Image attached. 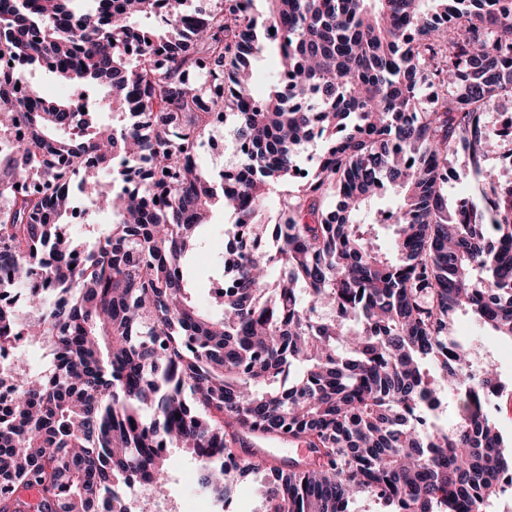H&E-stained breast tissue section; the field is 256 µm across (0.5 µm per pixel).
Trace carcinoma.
Listing matches in <instances>:
<instances>
[{
    "instance_id": "obj_1",
    "label": "carcinoma",
    "mask_w": 512,
    "mask_h": 512,
    "mask_svg": "<svg viewBox=\"0 0 512 512\" xmlns=\"http://www.w3.org/2000/svg\"><path fill=\"white\" fill-rule=\"evenodd\" d=\"M0 0V52L82 89L107 88L128 117L90 113L0 71V512H132L160 496L164 448L196 462L224 505L230 485L270 471L265 512H485L512 455L486 410L502 385L471 375L458 312L512 340V178L487 161L505 134L486 118L512 103L505 0ZM281 67L267 96L250 59ZM233 117L247 146L216 184L199 150ZM326 139L314 174L282 199L273 246L254 221L268 178L299 177L300 147ZM467 155L478 193L448 204V165ZM112 174L113 224L88 248L62 231ZM339 197L328 209L330 190ZM399 197L375 242L374 200ZM220 204L251 239L229 244L221 312L203 314L183 264ZM50 349L31 373L19 337ZM453 399L449 426L434 421ZM261 436L301 441L284 469L243 458ZM35 491L32 499L27 492Z\"/></svg>"
}]
</instances>
